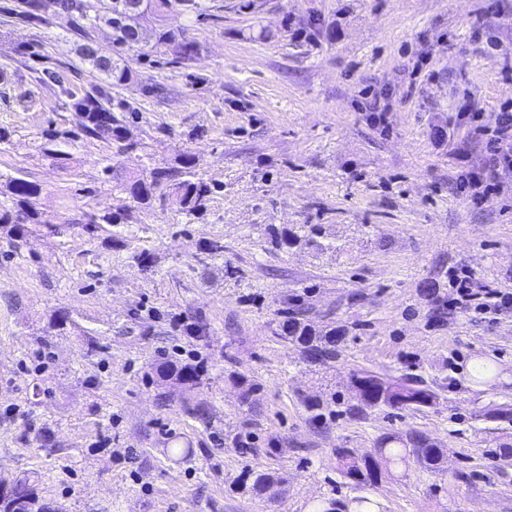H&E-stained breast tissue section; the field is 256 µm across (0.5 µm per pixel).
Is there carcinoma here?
<instances>
[{"label":"carcinoma","instance_id":"1","mask_svg":"<svg viewBox=\"0 0 512 512\" xmlns=\"http://www.w3.org/2000/svg\"><path fill=\"white\" fill-rule=\"evenodd\" d=\"M18 7L21 21L34 28L47 25L54 16L64 15L69 19L72 30L83 40L80 44L82 59L104 80L102 84L81 90H65L69 105L79 113L84 134L92 137L106 135L117 141L123 140L125 133L122 120L112 111L108 86L131 79L132 72L125 59L127 53L137 47L136 37L141 23L151 18L159 24V29L156 44L151 50L138 54L140 61L153 63L170 52L174 63L187 67L196 59L200 45L181 33L162 27V22L171 12L193 15L199 22L212 17L209 0H18ZM101 23L112 31L107 52L102 54L94 47L91 37V31ZM112 178L120 181L133 202L143 208L152 206L157 190H163L164 199L191 220L205 215L212 196L221 189V186L196 174L193 158L186 151L178 155L175 167H154L147 175L120 176L114 173ZM9 192V201L0 202V224L12 225V231L22 236L25 225L46 223L33 202L39 193L37 184L15 177L10 180ZM279 338L298 347L307 362L319 365L336 361L343 341L336 329L318 331L295 317L285 320L283 334ZM168 375L190 389L200 384V372L191 364L172 365ZM231 381L240 391V404L252 408L259 387L240 376L231 377ZM351 381L358 386L361 398L358 404L349 406L346 413L356 417L364 415L368 409L418 411L432 407L437 399L430 386L413 377L394 379L368 371H355L351 374ZM336 458L346 478L364 485L377 482L380 458L395 464H403L412 458L423 469L434 472L442 460V452L419 432L386 433L377 439L375 455L357 459L350 449L338 448ZM19 485L18 494L0 498V512H48L28 480H19Z\"/></svg>","mask_w":512,"mask_h":512}]
</instances>
